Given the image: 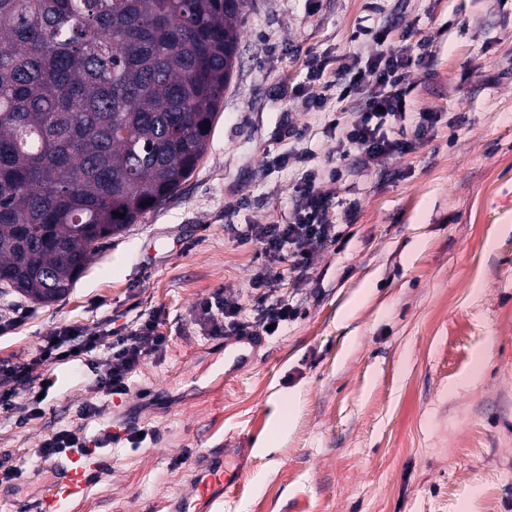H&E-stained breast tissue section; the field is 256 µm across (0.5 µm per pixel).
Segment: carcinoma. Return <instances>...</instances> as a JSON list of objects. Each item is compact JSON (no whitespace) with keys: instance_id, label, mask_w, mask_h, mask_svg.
Listing matches in <instances>:
<instances>
[{"instance_id":"carcinoma-1","label":"carcinoma","mask_w":512,"mask_h":512,"mask_svg":"<svg viewBox=\"0 0 512 512\" xmlns=\"http://www.w3.org/2000/svg\"><path fill=\"white\" fill-rule=\"evenodd\" d=\"M245 4L0 0V292L66 296L191 177Z\"/></svg>"}]
</instances>
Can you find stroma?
Returning a JSON list of instances; mask_svg holds the SVG:
<instances>
[{
  "label": "stroma",
  "instance_id": "35a3bbf8",
  "mask_svg": "<svg viewBox=\"0 0 512 512\" xmlns=\"http://www.w3.org/2000/svg\"><path fill=\"white\" fill-rule=\"evenodd\" d=\"M432 37L407 79L395 135L419 113L439 121L380 171L353 174L330 119L357 118L337 88L324 111L300 89L313 58L325 79L352 58L361 29ZM234 74L196 170L180 191L103 240L70 294L48 305L0 296V363L32 360L63 325L133 324L154 313L167 347L146 358L128 394L101 416L93 362L40 365V414L0 413V461L32 455L54 432L106 430L100 473L76 512H169L196 456L249 449L222 512H512V0H247ZM316 167L350 233L319 251L308 280L280 277L301 315L245 368L224 369V340L193 322L217 290L252 314L249 224L287 223ZM137 409L134 424L114 414ZM144 430L138 445L128 436ZM60 457L0 486V512H38Z\"/></svg>",
  "mask_w": 512,
  "mask_h": 512
}]
</instances>
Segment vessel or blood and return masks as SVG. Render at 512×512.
Returning <instances> with one entry per match:
<instances>
[{"label": "vessel or blood", "instance_id": "obj_1", "mask_svg": "<svg viewBox=\"0 0 512 512\" xmlns=\"http://www.w3.org/2000/svg\"><path fill=\"white\" fill-rule=\"evenodd\" d=\"M261 340L251 336H232L224 341V353L231 366L248 360ZM245 452L229 454L228 450L214 449L194 462L195 476L190 493L181 495L172 512H211L216 492L227 491L235 478V469L245 465ZM95 465L87 454L72 452L64 474L41 498L39 512H67L68 507L78 505L84 499L88 478Z\"/></svg>", "mask_w": 512, "mask_h": 512}]
</instances>
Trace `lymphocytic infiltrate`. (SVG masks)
Returning <instances> with one entry per match:
<instances>
[{
  "mask_svg": "<svg viewBox=\"0 0 512 512\" xmlns=\"http://www.w3.org/2000/svg\"><path fill=\"white\" fill-rule=\"evenodd\" d=\"M389 29L364 31L365 39L377 46L365 66H343L340 75L341 97L359 103L357 121L339 126L338 145L343 152L355 154L362 168L382 166L395 153L410 150L409 142L393 137V129L402 121L407 106V76L415 61L408 33L399 36L397 49H386ZM336 169L309 170L298 190L296 204L288 223L251 224L238 234L241 243H255L261 261L284 259L294 284L308 276L314 254L321 248L338 243L346 232L337 224L328 197L318 184L321 179H336ZM254 315L243 318L237 303L215 292L195 308V323L211 336H264L269 328L283 330L300 316V309L284 297L278 276L268 272L254 275L250 282ZM168 338L159 330L155 315L142 314L135 325L102 329L92 336L81 327L65 325L46 337L33 361L23 365L0 364V410L11 412L22 403L37 404L28 387L37 365L74 363L100 349L108 358L101 363L96 386L104 396H122L130 389L131 378L147 355L162 351Z\"/></svg>",
  "mask_w": 512,
  "mask_h": 512,
  "instance_id": "lymphocytic-infiltrate-1",
  "label": "lymphocytic infiltrate"
}]
</instances>
